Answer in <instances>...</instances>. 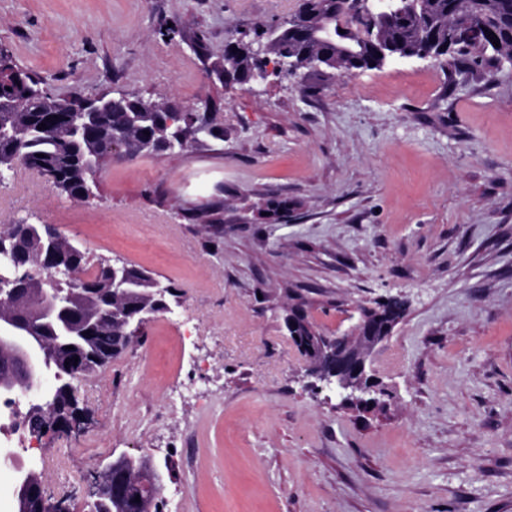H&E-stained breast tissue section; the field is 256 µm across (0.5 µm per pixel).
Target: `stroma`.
Returning <instances> with one entry per match:
<instances>
[{
	"label": "stroma",
	"instance_id": "obj_1",
	"mask_svg": "<svg viewBox=\"0 0 512 512\" xmlns=\"http://www.w3.org/2000/svg\"><path fill=\"white\" fill-rule=\"evenodd\" d=\"M299 5L0 0V46L55 97L165 102L221 132L114 159L90 204L23 166L0 184V225H51L89 268H147L179 301L78 382L81 430L31 449L0 419V448L70 512L121 455L161 468L163 512H512V63L218 80L229 41ZM207 205L222 224L192 221ZM390 296L406 313L372 354L384 407L303 390L289 299L333 336Z\"/></svg>",
	"mask_w": 512,
	"mask_h": 512
}]
</instances>
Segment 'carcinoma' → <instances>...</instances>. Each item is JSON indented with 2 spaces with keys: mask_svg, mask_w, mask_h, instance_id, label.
<instances>
[{
  "mask_svg": "<svg viewBox=\"0 0 512 512\" xmlns=\"http://www.w3.org/2000/svg\"><path fill=\"white\" fill-rule=\"evenodd\" d=\"M301 7L313 11L311 25L296 33L285 28L278 30L270 39L269 51L277 57L292 56L302 68L315 60L321 67L320 75L327 69L347 71L356 59L366 66L378 67L376 56L380 48L395 54H416L429 47L441 57L442 65L466 64L472 70L497 62L504 53L512 54V0H399L389 17L361 18L356 26L349 24L344 0H301ZM456 24L478 28L481 40L454 49V56L450 57L448 38ZM495 39L500 42L498 50L491 47ZM0 65V97L22 99L27 87H36L45 96L40 102L26 101L20 112H0V127L4 131L0 137V166L6 169L23 160L69 198L88 203L97 197L98 179L112 159L113 146L123 147L130 157L153 156L167 151L174 137V128L167 125L163 113L139 112L134 102L111 112L55 114L53 110L60 99L52 95L47 83L24 71L21 76L26 84H21L19 67L3 49ZM256 67L250 52L230 45L224 48L221 69L225 76L241 82ZM42 123L46 128H40ZM74 125L86 129L85 138L71 137ZM286 210L288 200L270 199L265 204V219L276 221ZM50 234L40 226L18 221L0 228V246L35 264L39 243ZM59 248L60 262L85 270L84 252L76 242L62 237ZM154 279L153 273L129 265L124 281L114 282L107 264H99V269L89 276L88 287L112 288L116 294L104 304L103 319L90 331V337L74 339L73 349L62 352L64 360L77 362L73 368L76 375L68 373L66 377L77 380L94 372L129 344V328L124 320L130 314V306L150 303ZM396 314L395 306L381 303L374 320L375 332L382 333ZM17 359L14 353L0 350V383L18 381ZM76 390L75 386H65L57 396L54 411L63 424H80L86 417L75 396ZM132 467L140 474V480L126 485L123 505L103 498L97 512H127L139 507L135 497L144 501L158 495L159 490L152 482L154 467L147 460L131 464L124 457L116 458L112 461L113 480L124 483L125 471Z\"/></svg>",
  "mask_w": 512,
  "mask_h": 512,
  "instance_id": "obj_1",
  "label": "carcinoma"
}]
</instances>
